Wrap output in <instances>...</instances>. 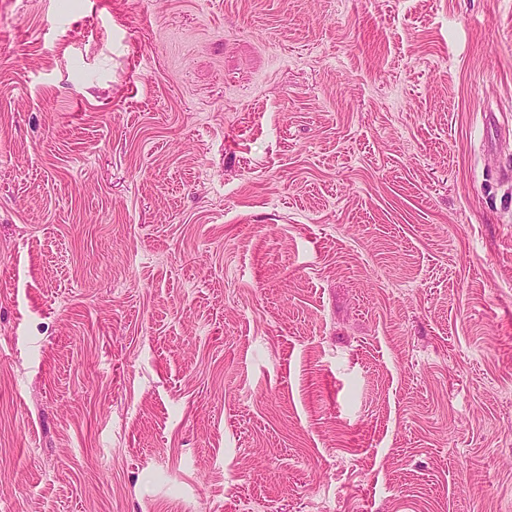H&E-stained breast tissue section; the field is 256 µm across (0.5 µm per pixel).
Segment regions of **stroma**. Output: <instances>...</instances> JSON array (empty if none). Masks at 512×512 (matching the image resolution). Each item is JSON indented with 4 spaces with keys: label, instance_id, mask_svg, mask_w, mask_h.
Here are the masks:
<instances>
[{
    "label": "stroma",
    "instance_id": "1",
    "mask_svg": "<svg viewBox=\"0 0 512 512\" xmlns=\"http://www.w3.org/2000/svg\"><path fill=\"white\" fill-rule=\"evenodd\" d=\"M0 512H512V0H0Z\"/></svg>",
    "mask_w": 512,
    "mask_h": 512
}]
</instances>
